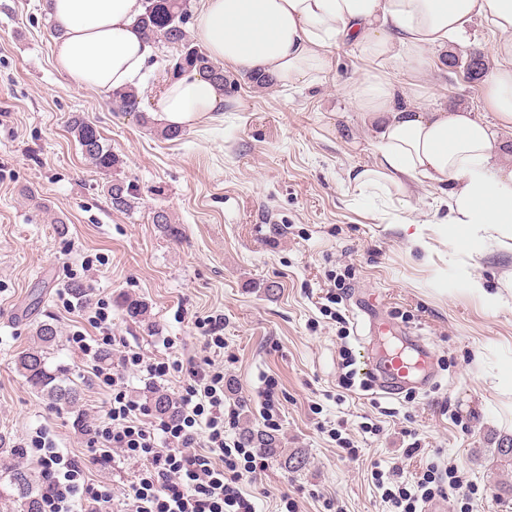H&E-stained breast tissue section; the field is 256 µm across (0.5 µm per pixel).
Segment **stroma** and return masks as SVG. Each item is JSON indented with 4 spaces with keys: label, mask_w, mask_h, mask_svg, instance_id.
<instances>
[{
    "label": "stroma",
    "mask_w": 512,
    "mask_h": 512,
    "mask_svg": "<svg viewBox=\"0 0 512 512\" xmlns=\"http://www.w3.org/2000/svg\"><path fill=\"white\" fill-rule=\"evenodd\" d=\"M44 0H0V434L21 444L52 430L60 450L87 464L91 479L111 484L122 512L135 460L101 470L90 462L82 420L100 414L109 393L94 361L68 342L82 320L65 309L61 289L78 283L109 304L114 334L149 357L212 358L197 320L224 317V400L241 424L262 430L256 391L279 382L276 451L255 481L245 482L258 512H391L370 469L399 466L414 482L429 462L454 468L474 484V501L449 499L447 512H512V468L495 450L512 438V394L498 377L512 369V293L495 307L471 294L466 274L496 287L512 254L475 252L465 233L428 224L429 246L413 247L401 225L442 209L436 188L419 187L408 209L359 195L351 169L372 163L350 86L372 67L346 43L312 84H257L225 68L224 116L167 140L157 122L115 111L112 95L68 88L52 64L53 20ZM139 93L152 113L177 73L180 46L158 38ZM403 107L483 111L481 83L430 54L424 73L385 66ZM97 125L120 163L91 166L67 128L70 113ZM134 184L131 210H113L109 179ZM165 210L183 235L171 239L152 222ZM92 263L94 274L82 266ZM274 284L266 292L265 284ZM148 305L159 332L129 320L117 298ZM422 338L438 382L382 399L342 391V349L362 358L380 343L371 317ZM54 322L60 340L48 365L78 390L73 411L55 409L16 369L37 322ZM148 321V322H149ZM340 429L360 450L347 459L331 437ZM421 449L406 455L408 431ZM302 457V467L287 465Z\"/></svg>",
    "instance_id": "obj_1"
}]
</instances>
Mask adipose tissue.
<instances>
[{
  "label": "adipose tissue",
  "instance_id": "adipose-tissue-1",
  "mask_svg": "<svg viewBox=\"0 0 512 512\" xmlns=\"http://www.w3.org/2000/svg\"><path fill=\"white\" fill-rule=\"evenodd\" d=\"M59 33L52 60L68 86L112 91L139 87L154 46L137 26L142 0H47ZM484 18L497 59L483 81L486 121L470 109L398 108L382 74L357 80L349 96L373 135L374 161L349 173L360 193L409 208L417 186L440 187L447 223L476 248L512 252V0H199L195 34L209 56L248 76L308 83L330 66L336 44L377 61L423 71ZM224 110V88L199 70L170 79L158 122L192 128Z\"/></svg>",
  "mask_w": 512,
  "mask_h": 512
}]
</instances>
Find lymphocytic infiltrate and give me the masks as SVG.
Masks as SVG:
<instances>
[{"label":"lymphocytic infiltrate","instance_id":"f902f5d3","mask_svg":"<svg viewBox=\"0 0 512 512\" xmlns=\"http://www.w3.org/2000/svg\"><path fill=\"white\" fill-rule=\"evenodd\" d=\"M108 308L101 300L91 306L94 335L76 330L69 338L84 355L94 358L108 346L119 350L116 361L93 367L94 376L112 391L105 413L85 430L94 465L108 468L120 457L142 461L129 487L130 512H255L240 485L245 474L264 472L268 460L258 450L226 440L238 414L224 407L223 369L141 355L129 348L124 337L113 335ZM130 371L154 384L166 380L170 372H185L187 379L176 394L177 417L151 420L149 408L127 391ZM19 456L35 457L41 466L39 476L46 485L43 512H106L112 501L110 484L91 482L81 462L60 452L50 431H36ZM372 475L394 512H419L421 504L450 491L464 500L475 493L474 486L455 471L439 473L432 463L412 486L406 485L396 467L378 468Z\"/></svg>","mask_w":512,"mask_h":512}]
</instances>
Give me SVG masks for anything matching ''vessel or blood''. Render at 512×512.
Masks as SVG:
<instances>
[{
  "label": "vessel or blood",
  "mask_w": 512,
  "mask_h": 512,
  "mask_svg": "<svg viewBox=\"0 0 512 512\" xmlns=\"http://www.w3.org/2000/svg\"><path fill=\"white\" fill-rule=\"evenodd\" d=\"M430 360L425 347H403L380 357H367L363 374L377 395L398 398L400 394L424 388L429 379Z\"/></svg>",
  "instance_id": "obj_1"
}]
</instances>
